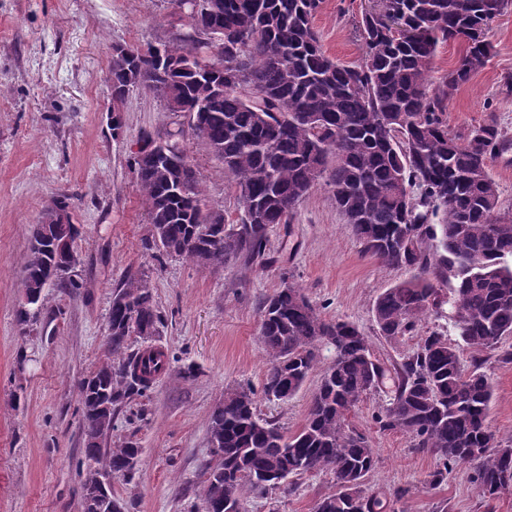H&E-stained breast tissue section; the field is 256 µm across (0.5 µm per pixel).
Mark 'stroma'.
<instances>
[{
    "label": "stroma",
    "mask_w": 512,
    "mask_h": 512,
    "mask_svg": "<svg viewBox=\"0 0 512 512\" xmlns=\"http://www.w3.org/2000/svg\"><path fill=\"white\" fill-rule=\"evenodd\" d=\"M367 7L368 0H323L313 26L328 56L349 65L362 61ZM188 28L170 0H0V512H80L78 385L109 355L112 290L126 277H149L162 317L154 344L170 359L147 396L116 415L108 438L113 444L132 436L142 449L134 479L112 481L130 512H205L203 467L213 457L208 420L226 388L261 389L268 366L259 335L262 306L282 275L325 319L358 325L384 362L415 349L431 329L459 340L445 315L427 317L416 335L395 343L380 336L373 304L408 273L363 254L322 178L290 222L270 230L261 257L212 267L149 246L132 152L141 133L165 137L174 117L160 98L135 91L123 105V132L113 136L109 60L113 45L144 48ZM488 39V64L446 101L445 112L454 133L491 119L504 131L509 143L492 175L502 211L512 212V6L491 23ZM186 146L201 171L206 204L222 211L227 224H238L231 177L200 141L187 138ZM63 197L79 229V285L51 284L41 316L23 327L17 310L30 239L44 212ZM331 357L321 351L290 400L259 399V416L296 432ZM189 368L195 371L190 381L184 378ZM483 369L494 386L487 423L510 437L512 361L492 354ZM386 400L385 392L370 393L349 417L375 450L370 490H403L397 512H436L440 505L447 512H512V489L484 498L469 463L430 487L437 458L376 424ZM334 489L331 473L306 474L291 478L289 493L275 499L247 496L243 510L313 512Z\"/></svg>",
    "instance_id": "35a3bbf8"
}]
</instances>
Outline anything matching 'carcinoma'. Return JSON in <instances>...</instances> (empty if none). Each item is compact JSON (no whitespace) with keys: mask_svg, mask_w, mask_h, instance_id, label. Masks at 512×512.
Returning a JSON list of instances; mask_svg holds the SVG:
<instances>
[{"mask_svg":"<svg viewBox=\"0 0 512 512\" xmlns=\"http://www.w3.org/2000/svg\"><path fill=\"white\" fill-rule=\"evenodd\" d=\"M404 24L417 35L396 41L373 16L363 15L365 57L357 66L336 62L313 29L321 0H198L189 31L158 45L157 55L115 45L109 82L112 101L134 92L161 98L177 117L165 140L143 133L140 150L188 153L191 134L224 165L242 211L229 229L224 213L207 207L202 176L186 164L139 165V184L153 245L166 256L222 265L231 257L264 253L268 230L286 224L318 178H327L336 209L362 252L410 276L383 290L372 308L380 336L395 342L448 306L461 342L433 330L401 361L385 366L355 324L327 320L283 275L263 307L260 336L268 356L262 393L287 401L307 380L318 348H334L301 428L286 435L257 413L250 387L228 388L209 420L214 459L205 464L207 512H242L250 494H288L268 487L287 478L329 471L336 490L318 501L320 512H392L406 490L367 492L375 467L369 439L349 416L372 391L388 403L375 415L382 431L407 435L437 457L436 486L461 462L475 463L473 483L485 498L512 487V437L484 422L493 395L483 363L466 366L464 351L495 350L512 337V213L500 209L490 163L507 140L491 121L453 134L444 103L489 62L486 32L512 0H396ZM464 45L441 84L427 88L438 48ZM53 257L31 250L23 264L18 312L26 326L45 306ZM107 345L110 357L79 385L83 458L80 508L127 512L105 477L128 481L142 448L127 438L107 448L115 415L142 398L168 368L163 351L147 345L128 352L129 340L159 333L153 287L129 277L112 292Z\"/></svg>","mask_w":512,"mask_h":512,"instance_id":"1","label":"carcinoma"}]
</instances>
